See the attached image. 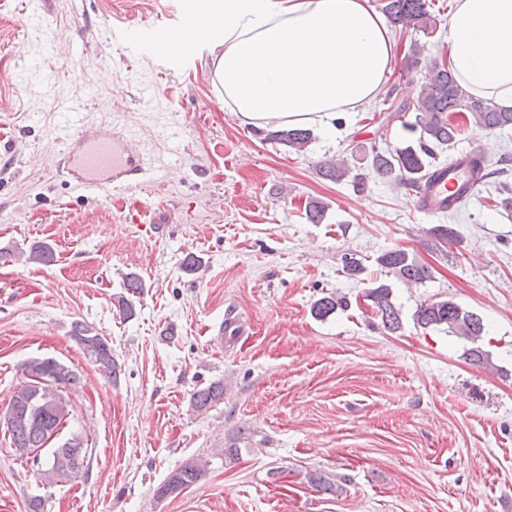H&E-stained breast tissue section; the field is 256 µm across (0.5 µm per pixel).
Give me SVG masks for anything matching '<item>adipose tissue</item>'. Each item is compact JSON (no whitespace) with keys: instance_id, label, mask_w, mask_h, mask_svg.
I'll list each match as a JSON object with an SVG mask.
<instances>
[{"instance_id":"obj_1","label":"adipose tissue","mask_w":512,"mask_h":512,"mask_svg":"<svg viewBox=\"0 0 512 512\" xmlns=\"http://www.w3.org/2000/svg\"><path fill=\"white\" fill-rule=\"evenodd\" d=\"M451 66L471 95L512 109V0H453ZM196 23L166 43L219 48L224 101L252 126L325 123L370 102L395 39L368 0H195Z\"/></svg>"}]
</instances>
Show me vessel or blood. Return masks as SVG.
Returning a JSON list of instances; mask_svg holds the SVG:
<instances>
[{"instance_id":"1","label":"vessel or blood","mask_w":512,"mask_h":512,"mask_svg":"<svg viewBox=\"0 0 512 512\" xmlns=\"http://www.w3.org/2000/svg\"><path fill=\"white\" fill-rule=\"evenodd\" d=\"M112 39L132 53L162 52L161 35L156 31L117 26L112 30ZM61 110L65 116L61 132L66 141L61 167L75 186L106 192L153 172V165L132 131L110 125H85L81 119L82 107L77 103L62 105ZM466 178L462 170L439 172L434 180L415 190L417 209L430 216L447 213L455 206V194Z\"/></svg>"}]
</instances>
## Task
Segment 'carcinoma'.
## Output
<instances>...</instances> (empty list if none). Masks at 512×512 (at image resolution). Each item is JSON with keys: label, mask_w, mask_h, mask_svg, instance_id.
Here are the masks:
<instances>
[{"label": "carcinoma", "mask_w": 512, "mask_h": 512, "mask_svg": "<svg viewBox=\"0 0 512 512\" xmlns=\"http://www.w3.org/2000/svg\"><path fill=\"white\" fill-rule=\"evenodd\" d=\"M381 11L395 28L409 27L429 35L437 25V19L430 13L426 0H381ZM384 104L386 108L379 112L381 120L376 134L381 137L386 135L389 126L399 121L407 134V145L392 149L380 145L376 139L367 157L374 173L400 186L416 188L436 170L444 167V164L437 162V154L455 146L469 125L501 134L512 131V110L502 109L488 99L469 95L441 55L425 63L424 76L416 97H395L390 101L384 100ZM265 139L296 154H305L315 137L311 129L293 126L268 130ZM317 174L336 183L348 181L354 191L359 193L366 190L363 174L353 172L342 158L331 157L320 161ZM305 217L311 224L322 223L326 217V206L318 200H309L305 206ZM26 260L47 265L55 261V253L46 244H35L31 246ZM341 261L342 272L348 276L354 277L364 271L361 259L354 254H344ZM377 261L407 286L422 284L433 278L432 267L418 261L403 248L389 250L381 254ZM364 297L371 302L378 326L390 333L402 329L401 309L393 301L390 285L379 282L366 289ZM348 306L346 296L330 292L313 302L312 313L317 318H325ZM413 322L421 329H438L471 343L472 347L465 351L471 363L483 365L489 362L487 351L478 346V342L487 335L483 318L455 300L436 298L423 301L413 314ZM71 337L85 356L106 376L116 374L117 362L112 356V347L99 331L84 322L76 321L71 329ZM25 373L29 376L28 384L17 391L10 401L13 415L0 424L10 447L20 458L46 447L59 434L70 416L67 390L80 383L79 374L75 370L54 358L28 361ZM223 398L224 383L214 382L194 391L190 405L194 412L201 415ZM82 447L81 436L74 434L67 438L56 447L58 453L41 468V480L49 483L82 468L86 456ZM202 473V466L196 462L182 465L156 490L157 498L180 494L195 485Z\"/></svg>", "instance_id": "1"}]
</instances>
